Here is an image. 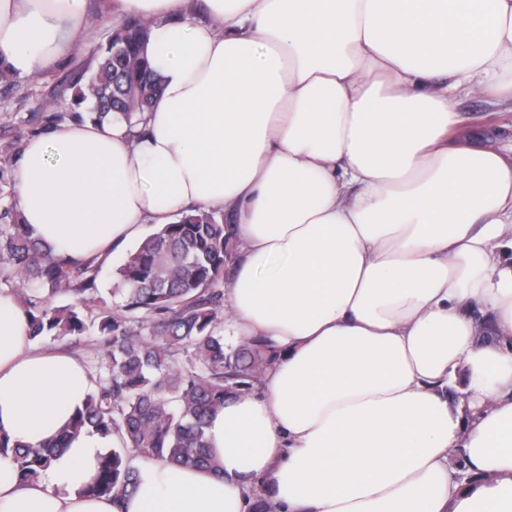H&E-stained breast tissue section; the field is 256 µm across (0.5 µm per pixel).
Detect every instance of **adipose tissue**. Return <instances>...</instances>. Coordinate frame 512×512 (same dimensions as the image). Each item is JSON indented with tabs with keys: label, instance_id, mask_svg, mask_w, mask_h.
Here are the masks:
<instances>
[{
	"label": "adipose tissue",
	"instance_id": "ef3b65f1",
	"mask_svg": "<svg viewBox=\"0 0 512 512\" xmlns=\"http://www.w3.org/2000/svg\"><path fill=\"white\" fill-rule=\"evenodd\" d=\"M110 6L151 24L161 96L136 136L26 140L17 209L77 259L231 211L224 342L274 362L209 419L221 473L139 455L130 496L88 497L117 441L83 434L25 485L0 461V512H248L258 486L274 512H512V153L453 137L456 95L512 103V0ZM85 8L0 0V57L44 74L85 45ZM91 389L0 290V432L45 443Z\"/></svg>",
	"mask_w": 512,
	"mask_h": 512
}]
</instances>
